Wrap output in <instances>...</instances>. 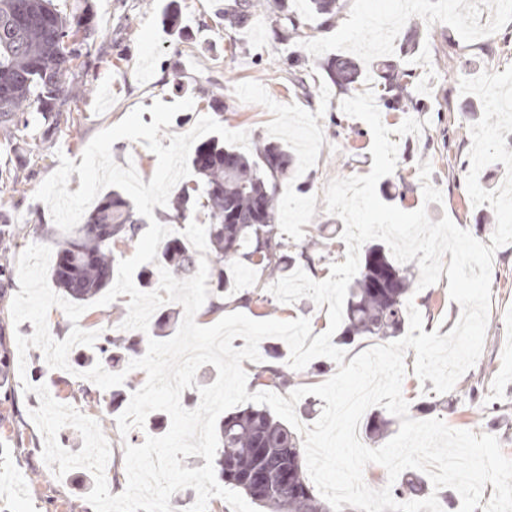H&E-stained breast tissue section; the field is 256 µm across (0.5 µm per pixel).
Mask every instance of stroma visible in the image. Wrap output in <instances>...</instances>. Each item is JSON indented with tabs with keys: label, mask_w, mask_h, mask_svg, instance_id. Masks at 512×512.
<instances>
[{
	"label": "stroma",
	"mask_w": 512,
	"mask_h": 512,
	"mask_svg": "<svg viewBox=\"0 0 512 512\" xmlns=\"http://www.w3.org/2000/svg\"><path fill=\"white\" fill-rule=\"evenodd\" d=\"M252 2L250 24L234 32L225 28L222 16L235 0H89L96 36L75 69L79 98L47 136L17 142L0 133V166L18 167L25 177L18 187L0 184V204L27 231L16 246L0 253L1 261L17 269L29 245L50 246L60 236L48 206L34 197L59 167L60 157L81 162L91 139L135 108H143L142 120L148 124L154 101L170 104L189 97L193 109L179 112L171 126L161 128L162 145L207 115L228 130L248 132L250 146L272 142L287 149L290 166L279 198V232L288 244H309L320 258L311 277L325 280L331 264L346 259L344 223L327 212L325 188L337 178L368 174L373 163L370 128L343 113L344 94L325 70L337 55L360 64L365 89L377 88L376 64L382 59L401 62L412 74V103L401 112H381L398 155L395 171L377 184L379 198L409 212L426 208L432 221L450 218L476 239L490 241L496 215L489 205H473L466 189L470 127L481 118L483 105L476 95L461 93L459 82L512 66V13L502 11L498 0H457L453 5L448 0H402L396 7L387 0H339L332 16L313 12L307 0ZM375 11L396 14L397 20L388 37L374 43L366 32L352 33L351 25ZM290 16L299 21L302 35L287 40L280 30ZM412 28L420 31L421 40L406 54L402 46ZM295 73L313 85L312 96L293 86ZM214 97L223 111L210 107ZM408 117L424 121L420 134H397ZM425 161L432 165L430 182L440 189L442 203L423 201L418 165ZM448 284L443 277L414 293L424 332L447 334L460 319L462 309L451 300ZM240 308L255 320L308 318L316 334L329 324L327 307L308 298L278 304L273 313L257 300L243 307L229 300L220 311L201 307L195 320L209 326ZM33 331L26 321L7 326L0 336V355L9 362L8 371L0 374V387L9 393L8 400L0 399V512H93L86 500L94 486L90 471L75 468L59 479L42 458L44 439L30 417L40 401L24 385L38 379L34 370L43 365L44 356L32 348L19 357L15 343L16 335ZM404 363L402 393L413 419H420V405H434V417L450 427L494 435L503 453H512V244L496 251L484 346L476 364L451 391L439 394L432 381H420L414 373V351L406 352ZM38 380L56 401L99 422L112 447L107 484L111 494L121 493L127 483L124 446L142 444L145 430L121 435L115 414L74 399L71 388L81 379L70 372L45 368ZM475 384L495 402L494 412L467 398V389Z\"/></svg>",
	"instance_id": "35a3bbf8"
}]
</instances>
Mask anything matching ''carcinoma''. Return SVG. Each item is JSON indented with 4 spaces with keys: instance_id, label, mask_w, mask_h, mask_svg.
Segmentation results:
<instances>
[{
    "instance_id": "obj_1",
    "label": "carcinoma",
    "mask_w": 512,
    "mask_h": 512,
    "mask_svg": "<svg viewBox=\"0 0 512 512\" xmlns=\"http://www.w3.org/2000/svg\"><path fill=\"white\" fill-rule=\"evenodd\" d=\"M252 4L242 0L224 14L234 29L252 17ZM94 34L89 7L74 5L64 14L54 0H0V130L27 133L58 126L62 107L76 100L72 63L82 55ZM383 103L403 109L412 100L408 76L401 64H378ZM331 82L343 92L356 89L362 72L354 59L340 55L326 65ZM195 186H183L169 199L177 221L195 206V192H202L209 209L205 227L211 255L215 297L222 299L235 286L236 277L249 268L270 277H285L297 266L315 269V257L305 246L291 251L278 232L280 187L288 177L289 155L283 147L267 143L251 154L226 146L218 139L202 143L191 159ZM141 220L131 202L118 192L105 195L58 242L53 283L76 303L92 301L107 290L118 254L116 245L130 244ZM21 235L9 210L0 208V246L8 247ZM173 276L183 279L194 272L196 252L178 237L166 240L155 259ZM416 275L401 267L382 244L367 249L358 276L348 288L338 343L350 345L358 338L397 339L408 325L407 301ZM146 336L138 330L113 333L112 325L100 329L94 345L77 351L75 362L91 368L101 363L107 371L128 364L143 351ZM270 365L255 373L265 387L286 390L295 373L280 365L283 353L264 347ZM138 390L130 380L111 392L110 411L119 409ZM389 421L374 415L365 426L367 439L376 443ZM222 449L216 466L224 483L242 491L266 512H331L309 485L301 462V436L264 406L249 405L224 415L218 426ZM265 472L272 488L256 489L253 475ZM427 493L424 480L409 474L393 489L397 500H411Z\"/></svg>"
}]
</instances>
